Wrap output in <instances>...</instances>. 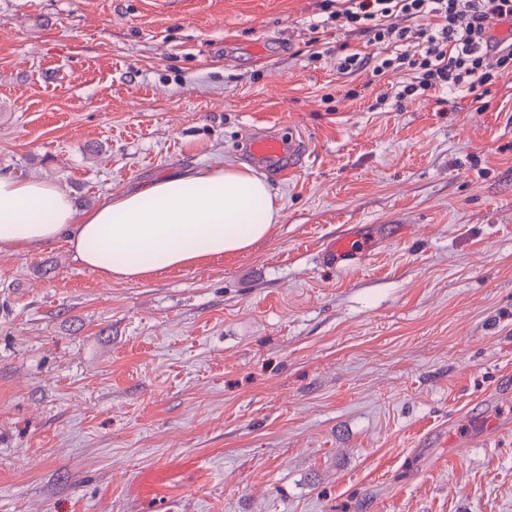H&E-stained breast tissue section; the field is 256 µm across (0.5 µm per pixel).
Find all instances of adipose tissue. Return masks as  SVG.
Listing matches in <instances>:
<instances>
[{
    "label": "adipose tissue",
    "mask_w": 512,
    "mask_h": 512,
    "mask_svg": "<svg viewBox=\"0 0 512 512\" xmlns=\"http://www.w3.org/2000/svg\"><path fill=\"white\" fill-rule=\"evenodd\" d=\"M280 197L251 168L226 163L160 177L80 208L63 186L0 174V246L17 252L65 240L74 261L108 280H137L266 239Z\"/></svg>",
    "instance_id": "1"
}]
</instances>
